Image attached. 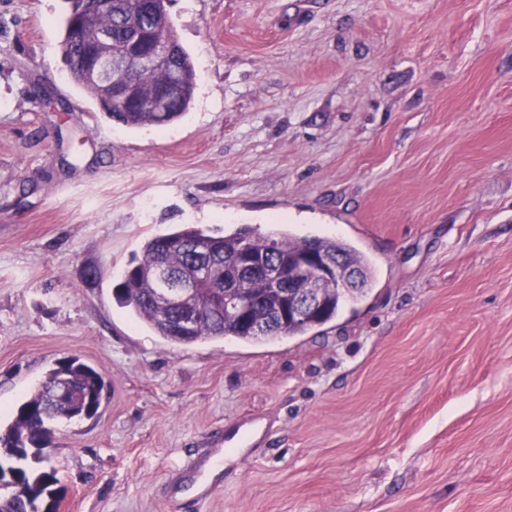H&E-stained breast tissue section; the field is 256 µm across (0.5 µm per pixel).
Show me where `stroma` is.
<instances>
[{
    "label": "stroma",
    "instance_id": "obj_1",
    "mask_svg": "<svg viewBox=\"0 0 512 512\" xmlns=\"http://www.w3.org/2000/svg\"><path fill=\"white\" fill-rule=\"evenodd\" d=\"M197 73L162 129L71 79L67 0H0V426L76 356L59 512H512V0H168ZM172 224L354 243L372 290L294 339L166 342L112 299ZM101 274L84 285L88 267ZM259 428V421L246 422L242 429H238L234 432L226 434V436L221 437V443L224 445V448H241L245 446V443L249 438L257 434ZM224 448H213L210 459L214 463L220 464L223 462Z\"/></svg>",
    "mask_w": 512,
    "mask_h": 512
}]
</instances>
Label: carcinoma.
Segmentation results:
<instances>
[{
  "mask_svg": "<svg viewBox=\"0 0 512 512\" xmlns=\"http://www.w3.org/2000/svg\"><path fill=\"white\" fill-rule=\"evenodd\" d=\"M65 19L64 57L72 80L99 101H105L104 88L84 72L83 50L88 46L87 34L74 18L95 13L93 27L112 35L105 51L120 58L131 48L153 43L174 47L173 66L167 71L144 68L134 75L144 102L155 98L159 90L174 83L178 97L161 111L130 106L123 112L108 116L128 127H163L188 110L195 91V70L189 54L175 38L164 0H112L109 11H93L89 0H69ZM258 253L274 244L281 256L298 253L303 247H315L331 255H340L349 266L363 275V286L344 292L334 283H327V305L315 317L306 320H274L262 333L235 309L212 302L210 289L224 287V279L232 276L224 268L243 244ZM161 270L181 276L201 288L178 304L171 303L158 292L157 274ZM372 281L371 262L353 244L320 236L299 237L284 225L265 235L255 229L240 227L221 232L193 224H180L169 231L147 239L141 255L134 256L122 279L112 288V298L122 309L151 329L155 335L176 344L232 338L245 344H263L283 338L303 336L310 330L333 320L347 305L364 297ZM245 298L255 302L252 320L272 316L279 303L278 294L268 288L262 277L238 283ZM190 316L192 326L182 330L179 321ZM104 381L97 369L77 357L56 363L17 410L14 420L0 430V512H28L29 508L55 501L56 482L53 469L38 467L47 461L44 448L53 433L52 424L59 419L91 418L101 404Z\"/></svg>",
  "mask_w": 512,
  "mask_h": 512,
  "instance_id": "carcinoma-1",
  "label": "carcinoma"
}]
</instances>
